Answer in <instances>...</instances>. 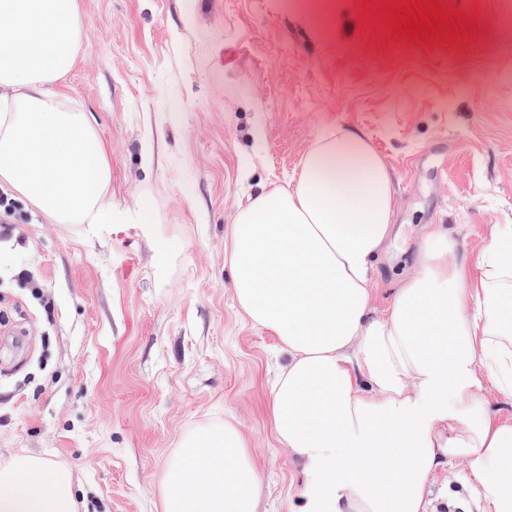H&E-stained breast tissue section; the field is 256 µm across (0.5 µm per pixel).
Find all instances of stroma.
<instances>
[{"instance_id":"obj_1","label":"stroma","mask_w":512,"mask_h":512,"mask_svg":"<svg viewBox=\"0 0 512 512\" xmlns=\"http://www.w3.org/2000/svg\"><path fill=\"white\" fill-rule=\"evenodd\" d=\"M328 2L78 0L80 49L57 87L105 150L112 221L15 206L0 240V461L69 468L81 512H159L181 440L227 420L262 480L258 512H294L301 466L267 410L278 341L240 312L225 253L238 207L287 185L327 128L361 129L394 174L377 306L413 271L424 226L473 257L512 224V0H442L477 31L424 46L373 40L360 0ZM462 495L490 512L463 464L435 475L432 504Z\"/></svg>"}]
</instances>
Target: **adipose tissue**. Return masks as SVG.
Segmentation results:
<instances>
[{
  "mask_svg": "<svg viewBox=\"0 0 512 512\" xmlns=\"http://www.w3.org/2000/svg\"><path fill=\"white\" fill-rule=\"evenodd\" d=\"M80 40L77 0H0V183L55 223L108 224L111 166L56 87ZM396 204L389 167L349 127L320 136L287 187H263L235 216V298L284 358L268 410L301 464L296 512H427L432 479L455 462L494 512H512V418L480 396L512 395V225L472 260L426 227L413 273L380 309L376 261ZM260 491L228 421L182 440L161 509L256 512ZM0 512H78L70 472L15 456L0 466Z\"/></svg>",
  "mask_w": 512,
  "mask_h": 512,
  "instance_id": "obj_1",
  "label": "adipose tissue"
}]
</instances>
